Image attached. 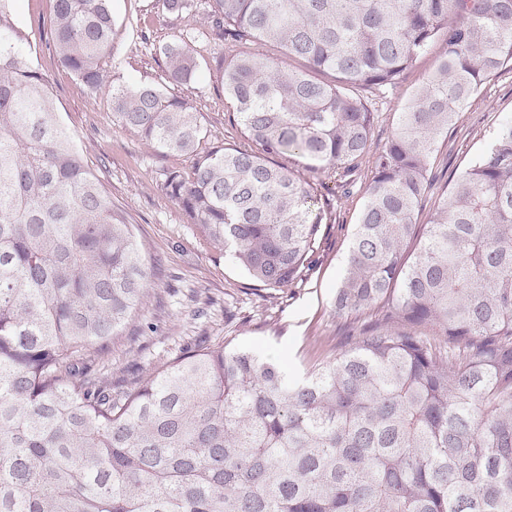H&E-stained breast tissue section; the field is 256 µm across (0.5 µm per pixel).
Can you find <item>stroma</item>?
Listing matches in <instances>:
<instances>
[{"instance_id":"obj_1","label":"stroma","mask_w":512,"mask_h":512,"mask_svg":"<svg viewBox=\"0 0 512 512\" xmlns=\"http://www.w3.org/2000/svg\"><path fill=\"white\" fill-rule=\"evenodd\" d=\"M50 9V0H21L20 25L41 47L38 65L52 82L64 125L148 249L144 304L121 335L92 360V368L113 385L127 386L206 341L257 350L291 372L346 351L351 345L349 321L337 314L334 294L371 178L370 162L362 163L351 193L343 192L340 178H323L318 196L329 203L333 218L321 228L312 270L290 287L265 289L224 252L201 244L196 226L186 223L179 208L159 190L163 172L185 166V159L160 154L123 128L112 115L110 93H90L45 49ZM112 14L117 35L111 74L121 81L164 83L165 65L155 48L180 29L195 25V18L163 13L156 0H112ZM132 17L140 20L135 33L127 27ZM438 62L437 51L426 53L396 90L376 98L373 149L385 146L406 98ZM188 93L203 114L211 140L239 141L240 128L225 107L224 90L215 76L205 74ZM510 115L512 73L505 72L484 84L440 141L428 202L438 199L449 178L484 150L500 121Z\"/></svg>"}]
</instances>
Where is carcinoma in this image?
I'll return each mask as SVG.
<instances>
[{
	"label": "carcinoma",
	"instance_id": "obj_1",
	"mask_svg": "<svg viewBox=\"0 0 512 512\" xmlns=\"http://www.w3.org/2000/svg\"><path fill=\"white\" fill-rule=\"evenodd\" d=\"M18 2L0 0V512H512V116L418 223L439 141L512 72V0H158L205 11L156 54L170 84L220 80L241 141L208 146L194 99L110 82L111 0H51L47 48L189 161L161 191L268 289L303 280L332 220L300 161L345 177L372 156L335 306L382 319L302 377L216 344L122 388L70 358L143 304L146 252L30 60ZM435 45L371 152L363 91Z\"/></svg>",
	"mask_w": 512,
	"mask_h": 512
}]
</instances>
